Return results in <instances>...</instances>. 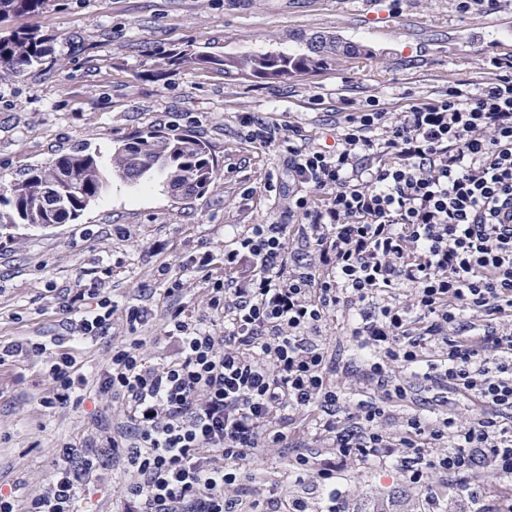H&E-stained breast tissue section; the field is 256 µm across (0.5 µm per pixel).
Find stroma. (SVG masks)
<instances>
[{
    "label": "stroma",
    "instance_id": "stroma-1",
    "mask_svg": "<svg viewBox=\"0 0 512 512\" xmlns=\"http://www.w3.org/2000/svg\"><path fill=\"white\" fill-rule=\"evenodd\" d=\"M23 26L50 35L41 67L0 82V192L30 170L77 148L109 152L147 129L179 127L205 142L218 171L209 192L170 197L160 179L111 181L78 225L14 224L0 228V340L61 333L46 284L76 287L101 262H120L119 300L157 291L161 265L177 267L198 240L224 249L228 224H268L287 197L263 192L267 176L283 177L279 144L249 143L237 122L248 112L273 124L299 125L333 142L341 110L375 98L390 113L407 99H427L460 80L483 82V59L512 53V0L462 11L459 0H51ZM326 35L368 46L370 55L281 83L227 78L173 63L193 50L217 55L306 51ZM256 189L247 197V189ZM157 255L148 250L155 243ZM20 313L11 322L9 313ZM51 385L38 362L0 366V486L19 501L41 493L58 457L56 445L101 441L118 409L91 392L79 406H44ZM345 512H425L417 489L392 467L347 464L337 475ZM305 483L286 479L281 451L267 449L242 497L302 496ZM87 512H113L118 489L104 463L80 489Z\"/></svg>",
    "mask_w": 512,
    "mask_h": 512
}]
</instances>
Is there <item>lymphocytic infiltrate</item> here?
I'll return each instance as SVG.
<instances>
[{
	"instance_id": "1",
	"label": "lymphocytic infiltrate",
	"mask_w": 512,
	"mask_h": 512,
	"mask_svg": "<svg viewBox=\"0 0 512 512\" xmlns=\"http://www.w3.org/2000/svg\"><path fill=\"white\" fill-rule=\"evenodd\" d=\"M484 66L485 81L408 100L395 120L365 101L339 118L332 146L240 114L246 141L285 149L288 207L277 221L231 227L223 252L201 240L178 270L162 266V364L141 352L154 309L118 303L110 264L59 296L66 334L0 344V365L45 356L55 403L81 404L92 384L118 404L103 451L135 475L119 484L121 512H239L228 490L273 444L288 477L312 475L313 496H272L253 512H313V501L314 512H344L336 473L351 459L395 467L430 495L442 475L476 512H501L467 479L484 464L512 479V55ZM188 275L207 288L203 311L184 300ZM342 308L371 389L354 402L332 383L340 366L319 342ZM117 313L126 338L88 381L79 350ZM419 379L470 400L469 421L429 417ZM398 406L394 437L385 421ZM301 412L312 413L321 446L289 443ZM59 455L41 494L22 507L0 492V512H81L94 459L68 442Z\"/></svg>"
}]
</instances>
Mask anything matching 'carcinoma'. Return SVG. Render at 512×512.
I'll return each mask as SVG.
<instances>
[{
	"mask_svg": "<svg viewBox=\"0 0 512 512\" xmlns=\"http://www.w3.org/2000/svg\"><path fill=\"white\" fill-rule=\"evenodd\" d=\"M50 0H0V23L21 20L42 12ZM51 38L17 27L0 35V81L40 67ZM367 54L359 45L339 46L323 37L306 52L243 53L224 57L183 51L178 60L187 67L201 66L224 76L248 75L267 82L312 75L327 63L340 66ZM164 176L171 196L189 197L209 190L217 178L209 147L190 135L144 130L127 137L111 150L108 161L87 150L58 156L49 166L36 168L0 193V227L10 224H74L96 202L111 180L135 183L154 173Z\"/></svg>",
	"mask_w": 512,
	"mask_h": 512,
	"instance_id": "cac0c4a2",
	"label": "carcinoma"
}]
</instances>
